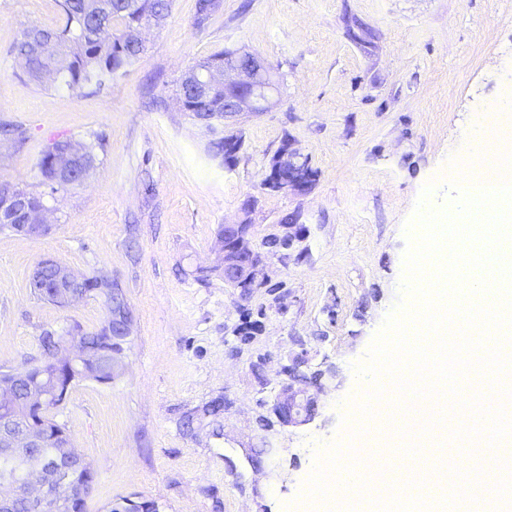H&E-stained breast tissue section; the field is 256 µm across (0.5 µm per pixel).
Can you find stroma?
Listing matches in <instances>:
<instances>
[{"label": "stroma", "instance_id": "obj_1", "mask_svg": "<svg viewBox=\"0 0 512 512\" xmlns=\"http://www.w3.org/2000/svg\"><path fill=\"white\" fill-rule=\"evenodd\" d=\"M350 20L363 41L349 36ZM58 21L55 0H0V124L27 136L16 146L0 137V181L45 193L51 209L45 236L0 233V368L36 364L43 329L63 336L105 316L98 298L61 308L35 297L39 262L109 275L134 315L122 367L107 384L76 382L52 411L96 471L87 512L126 498L159 512H299L316 455L344 441L341 420L363 398L353 365L400 300L404 226L423 187L435 182L431 208L453 212L459 192L439 173L495 125L486 110L512 83V0H222L202 25L196 0H174L136 63L78 92L29 81L11 52L23 26ZM236 48L265 59L280 94L235 126L243 148L228 168L207 156L176 89L197 60ZM96 134L103 148L84 184L48 193L43 152ZM286 144L317 172L305 195L262 187ZM291 215L306 228L299 262L265 242ZM245 218L282 300L264 287L243 300L201 275L221 226ZM299 353L311 368L335 365L338 379L311 421L262 429L280 368ZM217 398L223 413H207ZM403 415L389 417L392 463L451 491L480 478L474 452L485 440L450 444L438 423L430 444L456 447L463 478L403 458L416 439Z\"/></svg>", "mask_w": 512, "mask_h": 512}]
</instances>
